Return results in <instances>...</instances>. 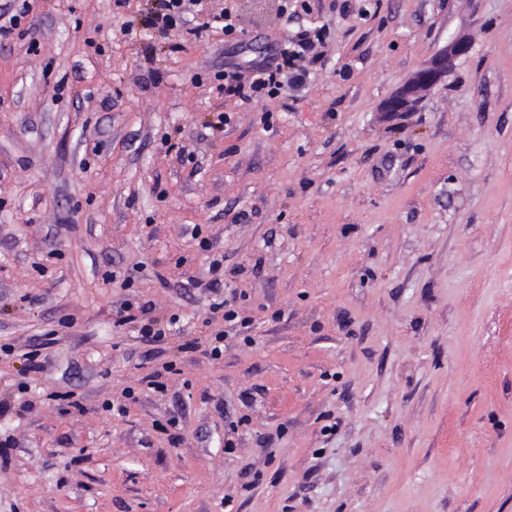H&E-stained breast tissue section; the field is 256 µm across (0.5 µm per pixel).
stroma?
Here are the masks:
<instances>
[{
	"mask_svg": "<svg viewBox=\"0 0 512 512\" xmlns=\"http://www.w3.org/2000/svg\"><path fill=\"white\" fill-rule=\"evenodd\" d=\"M208 3L241 46L153 37L150 0H0L29 8L0 38V345L45 358L0 359V512H512V0H308L322 57L250 104L210 73L297 24ZM196 227L253 319L218 360L183 348L224 327ZM127 298L177 329L141 340ZM468 49L463 40L450 39L385 101L384 112H408L413 109L422 98V93L439 85L448 76L455 59L465 55Z\"/></svg>",
	"mask_w": 512,
	"mask_h": 512,
	"instance_id": "1",
	"label": "stroma"
}]
</instances>
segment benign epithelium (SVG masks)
<instances>
[{
  "instance_id": "obj_1",
  "label": "benign epithelium",
  "mask_w": 512,
  "mask_h": 512,
  "mask_svg": "<svg viewBox=\"0 0 512 512\" xmlns=\"http://www.w3.org/2000/svg\"><path fill=\"white\" fill-rule=\"evenodd\" d=\"M467 52L466 42L457 38L449 40L385 101L383 110L386 112H408L413 109L422 98V93L439 85L448 76L455 59Z\"/></svg>"
}]
</instances>
